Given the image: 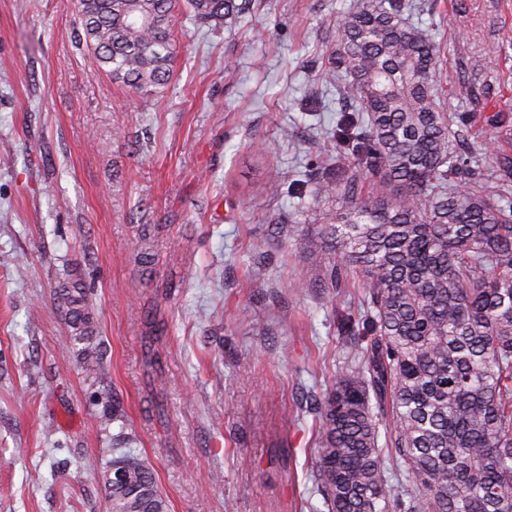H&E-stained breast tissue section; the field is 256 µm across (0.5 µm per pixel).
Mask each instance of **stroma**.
<instances>
[{"mask_svg":"<svg viewBox=\"0 0 512 512\" xmlns=\"http://www.w3.org/2000/svg\"><path fill=\"white\" fill-rule=\"evenodd\" d=\"M349 2L251 0L228 26L178 11L170 80L137 94L97 71L78 0H0V512H107L121 431L169 512H327L301 399L342 366L334 312L359 292L309 287L307 237L269 230L322 212L264 174L343 153L324 73ZM410 2L437 33L444 111L469 117L468 166L512 202L489 154L512 155V0ZM71 274L107 349L95 381L55 310ZM115 399L125 418L104 424Z\"/></svg>","mask_w":512,"mask_h":512,"instance_id":"35a3bbf8","label":"stroma"}]
</instances>
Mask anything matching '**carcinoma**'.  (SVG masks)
Listing matches in <instances>:
<instances>
[{
    "label": "carcinoma",
    "mask_w": 512,
    "mask_h": 512,
    "mask_svg": "<svg viewBox=\"0 0 512 512\" xmlns=\"http://www.w3.org/2000/svg\"><path fill=\"white\" fill-rule=\"evenodd\" d=\"M207 23L242 15L236 0H185ZM179 0H80L86 44L112 79L138 91L168 81ZM404 0H351L326 72L340 73L336 137L346 164H320L289 186L300 202H336L309 225L310 287L362 290L336 311L355 346L315 403L314 482L327 512H512V207L450 147L466 118L439 102L434 29L403 21ZM501 186L512 159L494 154ZM82 282L58 290L86 376L103 374ZM102 476L109 512H168L152 469L122 451Z\"/></svg>",
    "instance_id": "carcinoma-1"
}]
</instances>
